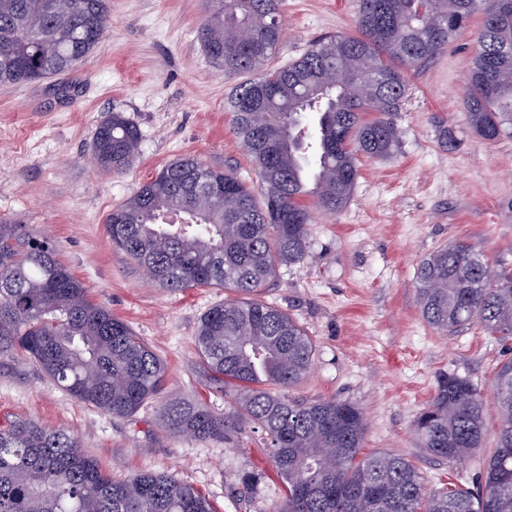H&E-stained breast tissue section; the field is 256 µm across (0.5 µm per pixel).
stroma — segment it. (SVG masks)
Instances as JSON below:
<instances>
[{
    "instance_id": "obj_1",
    "label": "stroma",
    "mask_w": 512,
    "mask_h": 512,
    "mask_svg": "<svg viewBox=\"0 0 512 512\" xmlns=\"http://www.w3.org/2000/svg\"><path fill=\"white\" fill-rule=\"evenodd\" d=\"M110 6L101 43L72 70L0 86V220L32 225L53 240L92 299L165 361V397L202 402L221 415L230 399L202 367L194 340L200 317L227 291L158 287L112 248L104 222L183 155L257 183L227 106L240 78L225 74L198 38L214 0ZM358 9L359 0H283L284 35L273 65L296 60L316 38L355 34ZM482 21L474 16L467 31L410 74L394 152L359 159L348 205L315 214L306 260L281 268L261 293L316 344L311 373L288 396L357 405L367 423L364 452L412 459L433 487L480 483L499 431L494 375L512 359V336L489 334L478 323L449 335L432 329L420 315L415 284L423 258L460 240L473 243L491 268L512 269V137H477L462 105ZM113 112L141 136L137 160L121 174L92 162L97 126ZM448 135L455 148L445 146ZM443 373L471 380L489 410L482 448L455 464L420 448L413 434ZM17 417L70 431L116 478L174 473L216 512H273L283 501L257 430L226 440L179 436L164 427L158 403L115 418L75 400L32 364L0 359V426Z\"/></svg>"
}]
</instances>
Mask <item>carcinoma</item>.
Instances as JSON below:
<instances>
[{
	"label": "carcinoma",
	"instance_id": "cac0c4a2",
	"mask_svg": "<svg viewBox=\"0 0 512 512\" xmlns=\"http://www.w3.org/2000/svg\"><path fill=\"white\" fill-rule=\"evenodd\" d=\"M500 0H360L358 36L316 39L286 67L272 68L283 34L282 0H219L201 24L205 52L229 74H248L230 99L233 132L251 148L259 178L249 186L196 157L176 158L107 216L110 243L152 281L178 291L229 288L200 319L195 343L231 410L162 402L164 426L197 439H226L247 427L265 434L285 487L276 512H512V361L493 392L503 423L477 493L427 488L410 459L363 453L366 419L353 403L304 401L283 390L312 370L316 345L283 309L258 298L282 266L308 254L310 205L335 213L349 203L358 159L391 154L393 115L407 97V71L454 41L480 12L463 105L472 131L512 135V14ZM110 0H0V85L68 71L99 44ZM336 70L333 84L326 71ZM140 133L122 113L98 125L97 167L122 173ZM423 320L442 334L477 322L512 335V273H493L464 242L424 258L416 272ZM19 356L81 403L124 418L162 393L167 366L112 310L93 301L26 224L0 222V357ZM487 408L467 378L439 376L413 431L431 455L464 460L482 447ZM0 512H216L172 474L117 480L60 429L17 418L0 427Z\"/></svg>",
	"mask_w": 512,
	"mask_h": 512
}]
</instances>
